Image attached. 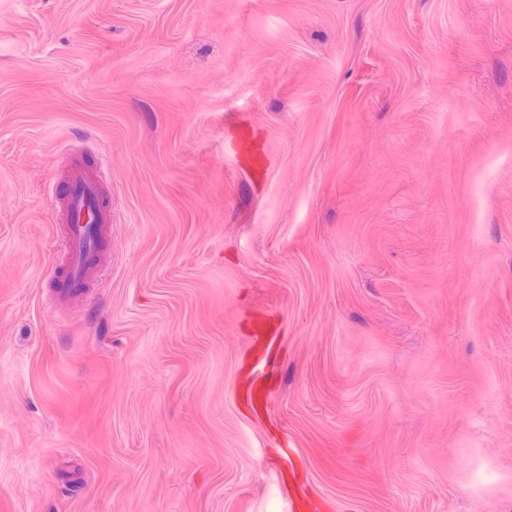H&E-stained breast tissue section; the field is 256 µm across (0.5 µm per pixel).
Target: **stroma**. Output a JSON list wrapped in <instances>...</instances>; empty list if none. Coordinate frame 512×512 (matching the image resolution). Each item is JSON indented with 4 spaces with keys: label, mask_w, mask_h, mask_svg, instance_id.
<instances>
[{
    "label": "stroma",
    "mask_w": 512,
    "mask_h": 512,
    "mask_svg": "<svg viewBox=\"0 0 512 512\" xmlns=\"http://www.w3.org/2000/svg\"><path fill=\"white\" fill-rule=\"evenodd\" d=\"M294 493L512 512V0H0V512ZM63 201L64 258L62 275L50 302L56 307L67 304L76 293L87 288L98 271L95 255L112 223L104 205L100 176L75 166L61 190Z\"/></svg>",
    "instance_id": "stroma-1"
}]
</instances>
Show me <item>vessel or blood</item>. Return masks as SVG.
<instances>
[{"label":"vessel or blood","instance_id":"obj_1","mask_svg":"<svg viewBox=\"0 0 512 512\" xmlns=\"http://www.w3.org/2000/svg\"><path fill=\"white\" fill-rule=\"evenodd\" d=\"M61 195L65 225L63 272L50 298L57 307L67 304L95 279L98 271L95 256L112 222L97 173L74 168Z\"/></svg>","mask_w":512,"mask_h":512}]
</instances>
